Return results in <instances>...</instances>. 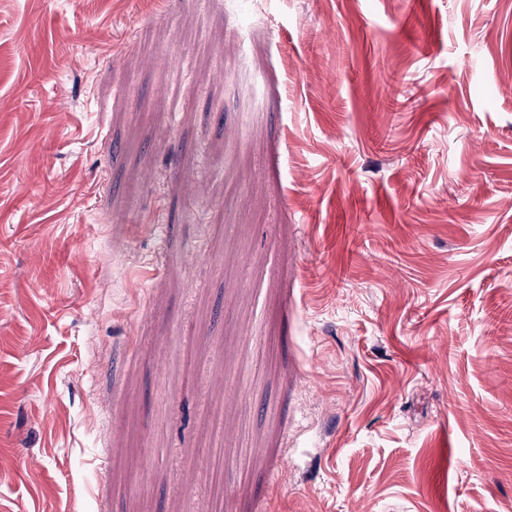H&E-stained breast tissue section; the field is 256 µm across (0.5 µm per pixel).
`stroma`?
<instances>
[{
    "instance_id": "obj_1",
    "label": "stroma",
    "mask_w": 512,
    "mask_h": 512,
    "mask_svg": "<svg viewBox=\"0 0 512 512\" xmlns=\"http://www.w3.org/2000/svg\"><path fill=\"white\" fill-rule=\"evenodd\" d=\"M219 498L512 512V0H0V512Z\"/></svg>"
}]
</instances>
